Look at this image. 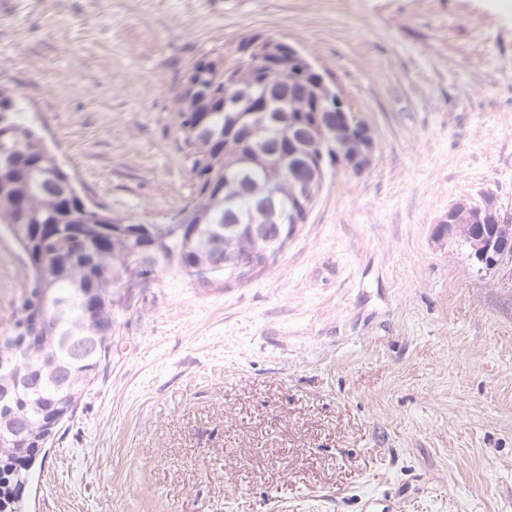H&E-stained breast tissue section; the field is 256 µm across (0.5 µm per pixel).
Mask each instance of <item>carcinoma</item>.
Segmentation results:
<instances>
[{
    "mask_svg": "<svg viewBox=\"0 0 512 512\" xmlns=\"http://www.w3.org/2000/svg\"><path fill=\"white\" fill-rule=\"evenodd\" d=\"M313 78L290 66L252 72L256 95L288 106L279 123L261 136L238 112L224 109V75L210 72L205 93L185 103L175 99L179 147L189 163L191 208L181 223L143 224L108 210H84L85 198L43 139L19 123L16 92L0 85V113L10 115L0 158V227L12 234L27 256L29 278L16 310L15 335L0 337V351L14 338L23 341L14 357L25 378L16 390L0 380V512H23L32 469L43 462L41 445L51 444L75 415L86 392L112 357V328L138 302L131 288L157 271L174 269L206 287L251 279L284 252L295 225L250 224L254 205L272 202L288 212L296 185L334 169L335 156L361 151L352 135L323 143L341 125L342 115L320 101ZM309 156L291 155L288 128ZM499 214L465 198L452 205L453 227L437 225L435 236L453 239L461 251L477 236L503 233ZM53 361L59 371L63 415L44 391L41 370Z\"/></svg>",
    "mask_w": 512,
    "mask_h": 512,
    "instance_id": "cac0c4a2",
    "label": "carcinoma"
}]
</instances>
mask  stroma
I'll use <instances>...</instances> for the list:
<instances>
[{"label":"stroma","instance_id":"35a3bbf8","mask_svg":"<svg viewBox=\"0 0 512 512\" xmlns=\"http://www.w3.org/2000/svg\"><path fill=\"white\" fill-rule=\"evenodd\" d=\"M287 40L374 132L271 270L156 273L32 473L28 512H512V260L435 238L512 216V0H0V82L86 199L166 223L193 182L175 92ZM26 255L0 232V336ZM452 229L448 232L450 224H444L450 218V208L448 213L444 214L438 222L435 236L438 240L444 237L453 239L460 247L463 254L469 246L468 241L476 236H481L472 242V251L467 258L481 268L491 269L497 266L506 256H512V239L501 241L492 236H499L503 233V227L499 224H511L512 218L505 219L508 216H501L495 212H487L484 204H473L465 198H460L452 205ZM503 218L502 222L501 217ZM499 217V218H498ZM510 220V222H508ZM512 234V224L509 228Z\"/></svg>","mask_w":512,"mask_h":512}]
</instances>
